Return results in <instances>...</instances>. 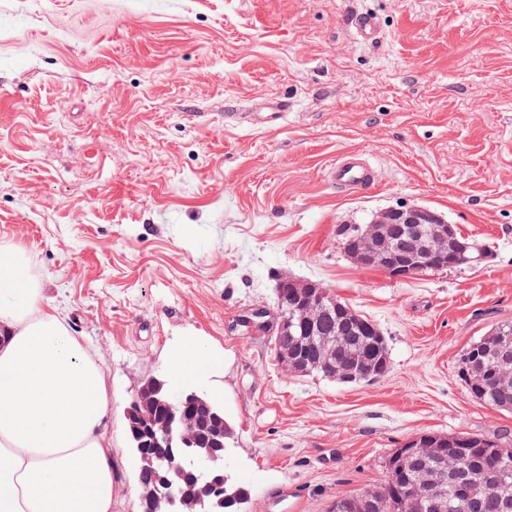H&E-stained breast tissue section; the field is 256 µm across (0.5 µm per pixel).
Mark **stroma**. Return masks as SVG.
<instances>
[{
  "label": "stroma",
  "instance_id": "stroma-1",
  "mask_svg": "<svg viewBox=\"0 0 512 512\" xmlns=\"http://www.w3.org/2000/svg\"><path fill=\"white\" fill-rule=\"evenodd\" d=\"M365 12L370 44L351 33ZM345 152L372 186L328 180ZM399 204L490 258L358 268L338 227ZM1 242L101 355L112 512H140L126 407L145 379L174 380L191 340L214 359L192 388L234 427L224 471L244 512H329L426 433L512 439V411L458 377L467 346L512 321V0H0ZM282 277L373 321L385 376L294 375L268 335L235 329Z\"/></svg>",
  "mask_w": 512,
  "mask_h": 512
}]
</instances>
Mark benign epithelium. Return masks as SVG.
<instances>
[{"label":"benign epithelium","mask_w":512,"mask_h":512,"mask_svg":"<svg viewBox=\"0 0 512 512\" xmlns=\"http://www.w3.org/2000/svg\"><path fill=\"white\" fill-rule=\"evenodd\" d=\"M475 246L459 235L455 225L447 223L434 211L422 206L398 205L379 212L370 224L357 231L347 242L346 251L362 268H378L388 275L405 279L426 268L444 270L462 263L478 261L468 252ZM279 294L291 298L288 313L274 312L264 306L242 311L239 325L249 333H268L277 337V357L291 374L313 367L342 380H374L371 372L360 363H345L338 359L336 346L317 339L319 318L336 307L335 297L323 286L284 279L277 285ZM170 409L168 421L161 427L165 446H193L197 441L196 416L181 407L202 400L194 390L166 389ZM399 469L414 473L425 472V479H408L392 486L393 494L407 507V512H441L448 505V487L470 468L471 455L466 448H444L434 434H423L396 452ZM431 461L440 467L423 470ZM485 498H500L498 473L485 471L471 481ZM203 498L175 501L172 493H160L154 500V512H200Z\"/></svg>","instance_id":"7a95c632"}]
</instances>
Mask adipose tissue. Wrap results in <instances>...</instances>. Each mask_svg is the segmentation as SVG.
<instances>
[{
  "label": "adipose tissue",
  "instance_id": "obj_1",
  "mask_svg": "<svg viewBox=\"0 0 512 512\" xmlns=\"http://www.w3.org/2000/svg\"><path fill=\"white\" fill-rule=\"evenodd\" d=\"M111 412L97 352L0 243V512H112Z\"/></svg>",
  "mask_w": 512,
  "mask_h": 512
}]
</instances>
